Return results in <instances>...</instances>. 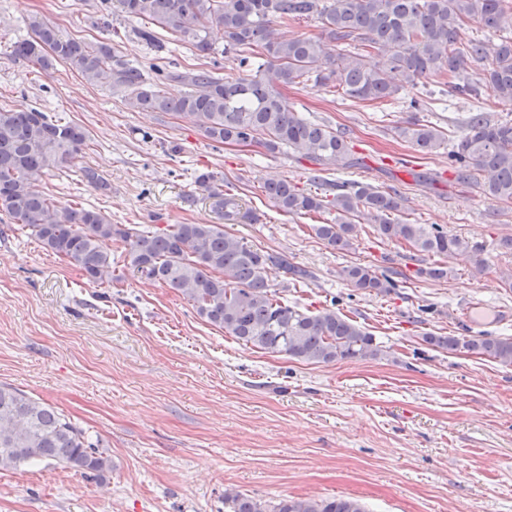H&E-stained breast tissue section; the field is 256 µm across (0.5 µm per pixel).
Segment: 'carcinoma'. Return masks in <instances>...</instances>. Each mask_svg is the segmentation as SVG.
I'll return each instance as SVG.
<instances>
[{"label": "carcinoma", "instance_id": "cac0c4a2", "mask_svg": "<svg viewBox=\"0 0 512 512\" xmlns=\"http://www.w3.org/2000/svg\"><path fill=\"white\" fill-rule=\"evenodd\" d=\"M128 17L150 20L188 41L203 56L214 53L209 34L224 35V52L240 55L244 73L235 79L211 68L182 71L152 66L156 79L119 57L106 43L97 45L66 36L47 21L33 17L31 35L12 45V54L49 71L62 62L94 84L125 92L139 110L172 112L195 124L211 142L258 144L274 152L286 147L318 166L314 178L329 193H304L286 179L265 181L267 195L283 211L306 213L330 206L335 224L313 230L328 246H351L355 218L368 214L380 237L403 240L426 255H462L478 272L486 268L482 248L427 224L391 219L403 198L359 182L329 183L319 172L332 166L358 165L347 139L326 125L306 121L288 107L284 90L313 79L340 87L355 101L377 102L396 95L416 80L448 72V87L477 99L490 85L499 100L512 105V7L507 0H116ZM318 16L324 38H288L277 24ZM477 22L500 33L491 43L471 37L467 24ZM337 43L335 54L327 43ZM384 53L370 64L365 54ZM475 76L460 77L467 69ZM188 87L170 97L161 86ZM399 137L429 154L441 147V131L417 122L398 128ZM87 131L62 123L38 109L0 110V215L28 227L43 247L78 267L93 284L112 282V243L130 246L127 260L145 282L166 286L192 303L204 321L237 341L296 361L328 364L375 357V337L334 308L306 313L269 290L268 272L276 268L295 281L307 270L281 254L264 253L244 239L224 232L222 224H170L143 231L113 224L97 210L61 205L40 189V179L77 159ZM453 156L457 179L474 184L491 198L512 201V121H493L471 112L461 126ZM83 179L102 192L109 182L91 167ZM197 186L211 200L213 211L235 221L250 218L235 199L224 196L222 180L210 172L197 176ZM351 287L378 293L396 286L393 278L370 266L343 269ZM433 347L461 349L512 366V337H423ZM62 465L101 476L107 458L83 428L48 403L0 384V470H18L33 463ZM229 512H366L354 498H284L271 506L240 492L224 493Z\"/></svg>", "mask_w": 512, "mask_h": 512}]
</instances>
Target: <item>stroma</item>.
I'll return each mask as SVG.
<instances>
[{
	"instance_id": "1",
	"label": "stroma",
	"mask_w": 512,
	"mask_h": 512,
	"mask_svg": "<svg viewBox=\"0 0 512 512\" xmlns=\"http://www.w3.org/2000/svg\"><path fill=\"white\" fill-rule=\"evenodd\" d=\"M37 15L64 35L104 42L130 64L163 56L178 69L201 60L191 44L164 36L156 52L138 36L143 20L101 0H0V109L36 108L86 126L92 138L74 164L40 185L62 204L93 207L139 228L223 223L255 249L307 269L281 270L269 285L289 305H333L371 332L379 356L308 364L238 342L201 320L181 295L134 276L128 246L112 245V284L87 282L42 247L29 229L0 222V384L62 410L83 427L111 468L91 478L59 466L0 471V512H225L233 488L276 504L284 498L347 496L369 512H512V367L465 350L424 343L425 334L461 336L459 305L472 296L512 312V201L457 182L448 151L474 107L512 120L490 86L479 103L448 92L447 75L420 79L383 103H357L307 82L287 91L301 118L345 133L361 162L325 171L328 180L396 189V217L432 224L482 246L487 261L449 263L446 278L418 275L420 255L361 223L347 250L314 233L335 210L281 211L263 184L283 178L317 192L314 165L288 150L213 147L189 121L130 108L123 93L86 81L70 66L50 71L14 58L11 45ZM421 96L426 108L409 103ZM444 131L423 154L398 137L409 119ZM112 185L103 193L80 167ZM216 173L224 191L255 216L221 222L195 178ZM367 265L395 274L391 292L366 293L342 276Z\"/></svg>"
}]
</instances>
